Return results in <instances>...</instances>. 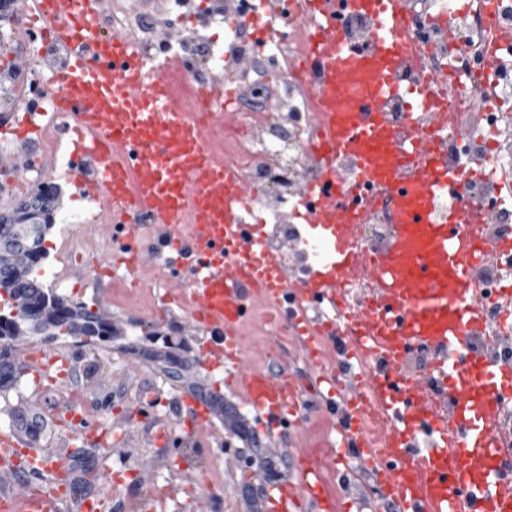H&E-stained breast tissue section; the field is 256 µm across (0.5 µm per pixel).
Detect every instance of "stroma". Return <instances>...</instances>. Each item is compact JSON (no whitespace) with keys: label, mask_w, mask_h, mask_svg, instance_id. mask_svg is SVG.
Instances as JSON below:
<instances>
[{"label":"stroma","mask_w":512,"mask_h":512,"mask_svg":"<svg viewBox=\"0 0 512 512\" xmlns=\"http://www.w3.org/2000/svg\"><path fill=\"white\" fill-rule=\"evenodd\" d=\"M53 181L66 194L70 207H57L55 224L44 246L48 251L40 274L46 286L74 302L99 309L101 294L112 301V317L124 339L139 338L141 345L162 348L164 342H184L185 354L196 358L202 346L188 331L184 314L172 308L154 314L155 304L164 292L156 268L149 267L116 288L109 279L98 277L97 262L112 255V239L92 223V210L73 176L56 173ZM68 362L66 377L49 373L41 380L23 374L17 387L0 393V433L9 431L15 413H38L47 428L38 443L49 456L68 455L82 442L73 435L70 423L53 427L51 415L63 413L68 403L63 398L69 386L81 387L93 404L95 420L110 427L118 443L111 456L95 451L93 466L98 470L128 471L147 466L157 486L178 482L180 471L175 458H184L198 467L199 488L179 494L166 512H252L254 503L264 502L273 486L293 465L289 454H275L274 470L263 469L251 461L250 450L231 431L223 416H216V430L185 437L180 422L187 416L186 387L168 378L155 364L121 349L120 345L102 348L73 338L57 340L50 346ZM161 404H154V397ZM140 409L149 424L160 422L170 429V441L157 447L148 428L127 434L124 415Z\"/></svg>","instance_id":"1"}]
</instances>
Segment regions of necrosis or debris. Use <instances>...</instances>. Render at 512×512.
Segmentation results:
<instances>
[{
    "instance_id": "necrosis-or-debris-1",
    "label": "necrosis or debris",
    "mask_w": 512,
    "mask_h": 512,
    "mask_svg": "<svg viewBox=\"0 0 512 512\" xmlns=\"http://www.w3.org/2000/svg\"><path fill=\"white\" fill-rule=\"evenodd\" d=\"M414 14L411 31L431 50L429 63L439 70L455 63L463 75V93L471 95L475 84L484 78V56L479 45L483 21L479 11H472L456 31L455 40L426 21L430 11L437 8V0H411ZM171 15L136 20L127 16H113L112 29L141 44L150 56L165 53L168 45L161 33L171 22ZM36 16L15 18L11 0H0V43L10 45L15 52H31L36 60L33 70L14 71L0 77V105L10 112H37L41 118L40 149L59 153V127L65 119L46 112V98L40 83L44 71L57 59L58 50L50 45H39L40 32ZM303 40L299 27L290 26L271 42L270 54L261 58V66L244 81L247 103L258 104L278 98L279 112L264 123H252L250 138L241 143L239 155L248 167L252 180L264 187L263 195L253 201L254 210L264 213L272 243L299 235L292 224L293 213L288 202L294 201L299 186L312 172L305 155V147L312 132L311 115L303 94L293 82L271 86L269 72L287 73L298 54ZM497 107H480L471 121L447 143V160L459 166H473L489 161L483 181L466 188L464 196L474 202L493 203L495 178L499 171L512 169V84L506 92L497 95Z\"/></svg>"
}]
</instances>
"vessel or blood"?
I'll return each instance as SVG.
<instances>
[{
    "instance_id": "vessel-or-blood-1",
    "label": "vessel or blood",
    "mask_w": 512,
    "mask_h": 512,
    "mask_svg": "<svg viewBox=\"0 0 512 512\" xmlns=\"http://www.w3.org/2000/svg\"><path fill=\"white\" fill-rule=\"evenodd\" d=\"M104 2L13 7L36 11L63 51L44 90L74 123L81 187L110 215L113 269L164 270L163 302L183 311L203 341L199 362L225 371L272 451L285 431H305L268 512H357L336 479L362 470L399 512H512V360L497 354L512 344V243L489 244L491 207L464 202L470 173L442 153L469 115L454 75L432 74L429 51L410 35V0H293L289 16L305 39L289 70L316 128L296 213L320 248L302 273L286 272L279 249L251 224L257 188L224 161L225 134L245 128L233 78L245 53H227L223 75L199 79L185 55L151 58L106 30ZM475 4L489 64L501 68V50L512 45L502 0H458L434 21L452 29ZM344 10L365 22L360 39L337 24ZM289 16L258 0L252 19L270 38ZM37 118L20 113L7 131L30 143ZM381 207L392 235L373 253L362 226ZM145 224L158 234L151 250L139 244ZM499 261L507 282L484 293L475 272ZM260 305L278 332L274 344L305 352L311 386L288 366L272 371L248 356L244 326ZM31 349L17 346L33 377L60 360ZM420 355L426 366L412 369ZM69 420L111 454V430L89 406ZM20 445L0 435V477L13 480L0 489V512H59L72 485L68 463L56 460L51 485L37 488L23 475L44 461ZM138 482L145 512L174 494L147 473Z\"/></svg>"
}]
</instances>
